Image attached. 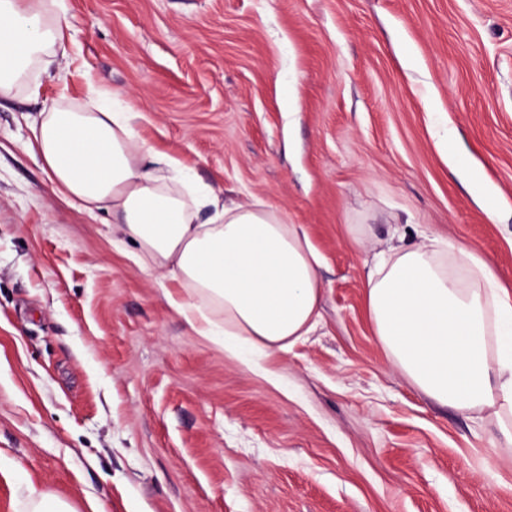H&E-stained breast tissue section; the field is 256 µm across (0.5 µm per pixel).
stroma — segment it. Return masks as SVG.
<instances>
[{"label": "stroma", "instance_id": "1", "mask_svg": "<svg viewBox=\"0 0 512 512\" xmlns=\"http://www.w3.org/2000/svg\"><path fill=\"white\" fill-rule=\"evenodd\" d=\"M72 56L0 99V512H512V449L437 404L366 308L392 234L512 294V0H63ZM124 94L139 138L320 257V319L266 380L198 336L107 213L29 149L45 104ZM26 512H75L68 503L56 499L50 494L32 490L25 504Z\"/></svg>", "mask_w": 512, "mask_h": 512}]
</instances>
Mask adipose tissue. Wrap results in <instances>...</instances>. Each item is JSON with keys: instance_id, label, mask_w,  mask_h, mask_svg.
<instances>
[{"instance_id": "1", "label": "adipose tissue", "mask_w": 512, "mask_h": 512, "mask_svg": "<svg viewBox=\"0 0 512 512\" xmlns=\"http://www.w3.org/2000/svg\"><path fill=\"white\" fill-rule=\"evenodd\" d=\"M59 0H0V98L32 67L67 56ZM85 108L45 107L30 149L78 211L110 213L133 261L170 280L168 305L230 356L288 350L317 326L318 256L306 234L261 203L234 204L195 185L175 157L139 141L120 93L87 87ZM223 310V323L201 302ZM391 362L435 402L489 411L512 446V298L488 261L435 238L381 252L366 288Z\"/></svg>"}]
</instances>
